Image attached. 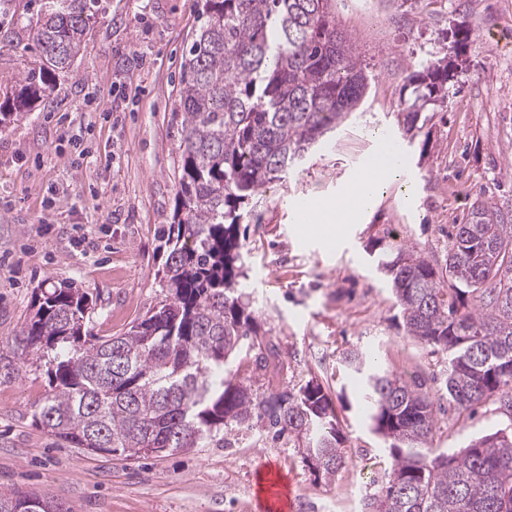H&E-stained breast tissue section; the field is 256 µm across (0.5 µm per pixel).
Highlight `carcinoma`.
<instances>
[{
	"instance_id": "carcinoma-1",
	"label": "carcinoma",
	"mask_w": 512,
	"mask_h": 512,
	"mask_svg": "<svg viewBox=\"0 0 512 512\" xmlns=\"http://www.w3.org/2000/svg\"><path fill=\"white\" fill-rule=\"evenodd\" d=\"M98 0H42L36 58L0 101V126L32 110L72 71L92 35ZM333 0H202L182 64L176 205L157 271L166 299L118 336L85 330L89 293L62 283L35 296L15 340L20 364L55 352L37 422L72 448L134 457L222 448L226 436L266 424L298 443L318 473L345 464L327 389L261 395L228 369L242 346L262 364L268 343L242 301L245 207L283 181L361 102L368 78ZM448 65L409 76L406 132L445 96ZM380 258L412 339L448 354L445 387L457 417L486 404L507 417L451 453L432 448L435 399L424 382L379 369L353 349L372 430L392 458L368 512H512V211L484 201L453 226L438 265L395 248ZM46 494L0 495V512H46Z\"/></svg>"
}]
</instances>
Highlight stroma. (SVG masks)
Wrapping results in <instances>:
<instances>
[{
	"instance_id": "1",
	"label": "stroma",
	"mask_w": 512,
	"mask_h": 512,
	"mask_svg": "<svg viewBox=\"0 0 512 512\" xmlns=\"http://www.w3.org/2000/svg\"><path fill=\"white\" fill-rule=\"evenodd\" d=\"M336 23L370 76L358 109L282 182L263 188L242 225L243 300L288 374L279 381L239 353L252 389L331 388L346 463L318 475L287 438L257 444L253 430L221 448L126 458L69 448L35 421L49 386L46 359L15 371L8 343L39 290L71 283L93 296L88 326L118 335L163 298L155 275L167 252L179 160L180 63L199 26L200 0H99L92 36L73 70L34 111L0 128V494L50 493L67 512H258L261 468L290 479L293 512H366L392 461L369 427L341 360L374 350L379 366L438 389L448 359L410 339L380 255L396 244L443 258L448 233L473 202L512 210V0H334ZM36 0H0V83L36 55ZM471 31L456 47L455 30ZM452 62L443 104L403 134L408 77ZM398 142L405 173L352 224L294 221L355 182L377 148ZM434 445L464 447L505 418L483 407L464 423L436 413Z\"/></svg>"
}]
</instances>
